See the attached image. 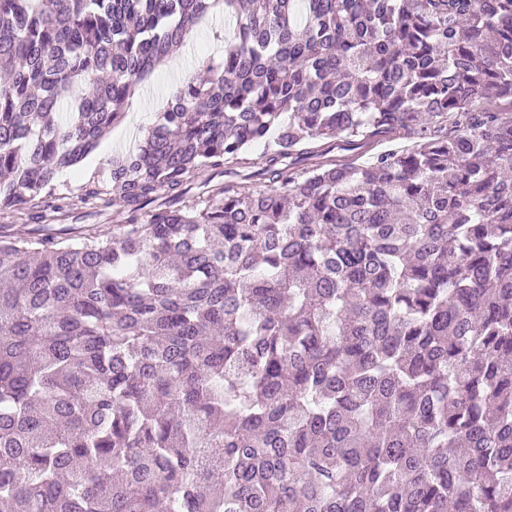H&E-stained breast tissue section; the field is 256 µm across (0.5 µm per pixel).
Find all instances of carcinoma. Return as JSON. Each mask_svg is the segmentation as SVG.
<instances>
[{
  "mask_svg": "<svg viewBox=\"0 0 512 512\" xmlns=\"http://www.w3.org/2000/svg\"><path fill=\"white\" fill-rule=\"evenodd\" d=\"M0 70V512H512V0H0ZM223 29L222 19L202 22L185 46L139 85L134 100L143 98L147 109L143 112H133L130 106L121 121L112 126L98 147L76 167L64 170L59 180L73 188L80 187L89 180L92 181L94 174L105 166L112 155L134 149L145 129L155 122L157 112H160L167 99L171 97L182 77V71L196 67L197 74L202 76L204 71L200 70L198 65L210 57L217 58L222 53Z\"/></svg>",
  "mask_w": 512,
  "mask_h": 512,
  "instance_id": "1",
  "label": "carcinoma"
}]
</instances>
